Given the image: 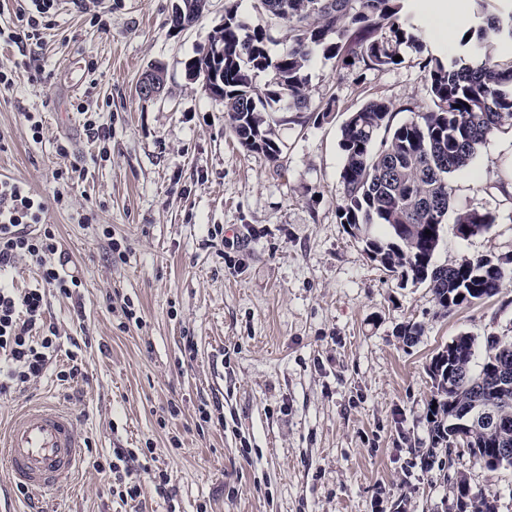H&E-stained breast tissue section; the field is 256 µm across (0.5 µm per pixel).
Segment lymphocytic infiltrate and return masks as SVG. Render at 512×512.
<instances>
[{
	"label": "lymphocytic infiltrate",
	"instance_id": "lymphocytic-infiltrate-1",
	"mask_svg": "<svg viewBox=\"0 0 512 512\" xmlns=\"http://www.w3.org/2000/svg\"><path fill=\"white\" fill-rule=\"evenodd\" d=\"M55 0H17L15 15L20 30L9 32V42L39 39ZM59 242L51 229L39 233L17 230L0 235V395H10L38 378L57 351V335L44 323L45 291L53 288L70 295L79 287L76 276L57 261ZM28 258L39 269L40 285L25 291L5 282L4 276L19 258ZM137 458L132 448L112 451V493L121 502L139 501L143 488L131 464Z\"/></svg>",
	"mask_w": 512,
	"mask_h": 512
}]
</instances>
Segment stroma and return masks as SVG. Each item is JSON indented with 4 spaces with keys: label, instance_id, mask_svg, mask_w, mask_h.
<instances>
[{
    "label": "stroma",
    "instance_id": "stroma-1",
    "mask_svg": "<svg viewBox=\"0 0 512 512\" xmlns=\"http://www.w3.org/2000/svg\"><path fill=\"white\" fill-rule=\"evenodd\" d=\"M174 3L59 0L41 46L0 40V68L16 72L0 95V170L39 192L82 281L68 297L47 289L57 357L0 397V427L31 403L57 405L87 448L75 482L44 499L19 492L0 458V512H455L460 478L512 512V467L488 470L460 448L437 449L429 468L419 458L430 445L431 357L462 333L511 338L512 283L443 315L427 285L387 275L336 217L346 113L379 98L398 123L424 110L419 54L405 49L399 66L363 73L314 59L309 108L333 96L338 110L319 125L279 127V170L238 145L223 105L186 72L224 0L180 32L169 24ZM414 3L428 47L456 53L437 7L459 29L472 0ZM153 63L164 91L143 100L136 86ZM28 111L42 117L41 141ZM88 118L110 125L111 140L92 141ZM71 166L85 176L55 206L54 175ZM449 186L453 209L497 221L467 239L445 224L434 263L512 260V133L481 146ZM407 323L421 328L412 345L398 335ZM73 353L83 378L59 380ZM116 448L141 451V504L112 495L102 464ZM158 471L165 498L153 491Z\"/></svg>",
    "mask_w": 512,
    "mask_h": 512
}]
</instances>
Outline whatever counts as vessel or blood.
Wrapping results in <instances>:
<instances>
[{
  "mask_svg": "<svg viewBox=\"0 0 512 512\" xmlns=\"http://www.w3.org/2000/svg\"><path fill=\"white\" fill-rule=\"evenodd\" d=\"M25 184L0 174V224L15 215L13 196H25ZM86 447L67 411L33 405L0 432V458L5 459L15 484L34 493L51 491L71 482L81 469Z\"/></svg>",
  "mask_w": 512,
  "mask_h": 512,
  "instance_id": "vessel-or-blood-1",
  "label": "vessel or blood"
}]
</instances>
